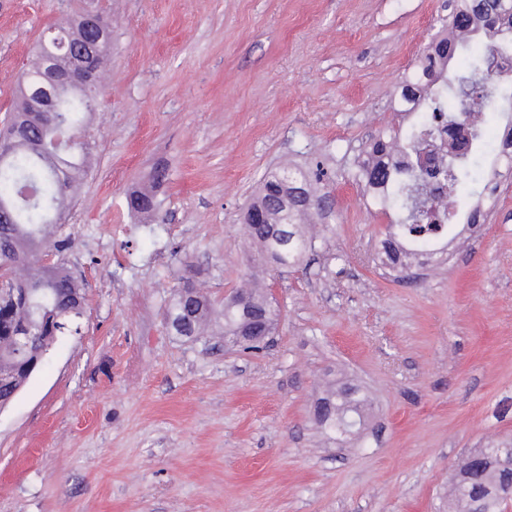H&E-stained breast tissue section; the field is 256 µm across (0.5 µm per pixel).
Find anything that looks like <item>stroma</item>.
Wrapping results in <instances>:
<instances>
[{
    "label": "stroma",
    "mask_w": 512,
    "mask_h": 512,
    "mask_svg": "<svg viewBox=\"0 0 512 512\" xmlns=\"http://www.w3.org/2000/svg\"><path fill=\"white\" fill-rule=\"evenodd\" d=\"M88 8L112 46L64 219L84 316L0 411V512H448L458 459L512 443V176L404 280L350 176L448 0H0V123L43 34ZM289 166L329 203L301 268L267 277V348L176 335V286L219 305L242 284L241 214ZM157 167V213L130 214ZM331 386L366 396L358 432L316 424Z\"/></svg>",
    "instance_id": "obj_1"
}]
</instances>
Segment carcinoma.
<instances>
[{
  "label": "carcinoma",
  "mask_w": 512,
  "mask_h": 512,
  "mask_svg": "<svg viewBox=\"0 0 512 512\" xmlns=\"http://www.w3.org/2000/svg\"><path fill=\"white\" fill-rule=\"evenodd\" d=\"M456 13L469 18L462 25L448 18L424 50L416 67L406 73L399 85V102L422 107L417 115L400 111L404 126L390 125L382 130L358 160L352 179L364 186L373 198V207L395 218L387 225L382 250L387 264L396 269L412 266L418 257H432L434 244L441 237L455 239L456 207L459 195L476 180L477 163L489 147L484 126L486 111L497 101L505 76L491 73L497 57L512 55V0H458ZM460 55L468 57L464 67L450 71ZM34 100L18 93L13 112L20 120V131L9 133L8 152L0 153V269L9 276L11 287L29 289L26 302L14 303L0 297V310L9 323L0 327V368L21 369L38 354L45 355L52 341L79 328L83 315L82 278L62 264L47 269L40 263L44 251L66 249L69 236L60 223L77 181L86 172L90 150L91 115L98 105V89L74 87L55 99L54 112H33ZM466 113L472 148L448 155L438 168L418 169V152L431 142L443 123L455 125L459 113ZM165 173L155 170L148 176L150 187L134 191L128 208L149 214L156 209L152 188L161 184ZM315 198L299 170L267 173L247 210H265L261 224L244 222L250 241L261 249L263 259L281 269L299 265L315 247L304 221L311 209L307 199ZM166 312V323L177 335L197 338L212 316L224 322V342L235 347L238 330L264 319L277 324L279 309L266 296L253 289L234 291L236 303L214 308V303L197 291L190 279L183 280ZM52 317L56 332L43 327ZM29 328V340L20 345L14 329ZM364 400L353 387L321 399V412L315 416L324 433L332 436L339 427L361 426ZM465 492L458 501L485 498L493 512L505 496L512 495V457L491 453L485 466L475 469L469 460L458 468Z\"/></svg>",
  "instance_id": "1"
}]
</instances>
